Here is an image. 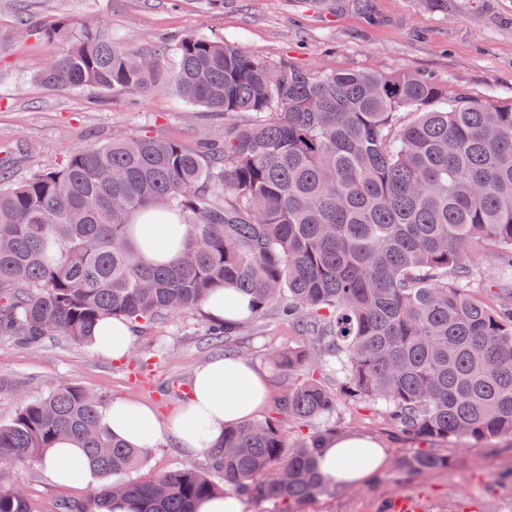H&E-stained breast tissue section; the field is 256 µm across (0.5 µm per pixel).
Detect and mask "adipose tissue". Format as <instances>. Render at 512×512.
Returning a JSON list of instances; mask_svg holds the SVG:
<instances>
[{
	"label": "adipose tissue",
	"instance_id": "adipose-tissue-1",
	"mask_svg": "<svg viewBox=\"0 0 512 512\" xmlns=\"http://www.w3.org/2000/svg\"><path fill=\"white\" fill-rule=\"evenodd\" d=\"M168 225L153 209L140 211L129 237L141 256L152 264L174 261L179 247L167 241ZM208 315L236 322L251 312L248 296L228 286L211 293L204 302ZM133 345V330L125 321L107 319L93 331L94 351L119 360ZM191 396L177 415L161 420L154 407L116 401L102 411V422L117 438L134 448L155 445L161 432H169L187 453L204 456L224 436L227 427L252 419L267 403L265 373L243 358H216L195 371ZM387 451L375 439L360 434L340 435L326 441L317 455L320 476L336 488L346 489L367 482L387 464ZM45 477L64 487L96 485L97 477L82 449L63 440L43 462Z\"/></svg>",
	"mask_w": 512,
	"mask_h": 512
}]
</instances>
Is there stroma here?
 Instances as JSON below:
<instances>
[{
	"label": "stroma",
	"mask_w": 512,
	"mask_h": 512,
	"mask_svg": "<svg viewBox=\"0 0 512 512\" xmlns=\"http://www.w3.org/2000/svg\"><path fill=\"white\" fill-rule=\"evenodd\" d=\"M103 21L128 47H151L157 39L174 44L187 35L224 38L269 65L287 62L306 71H409L439 82L500 99L512 98V0H0V158L15 178L60 162L70 152L115 135L150 131L189 145L217 136L224 120L208 109L159 90L145 95L62 92L37 79L58 51L57 43L30 34L27 18ZM204 308L168 318L134 336L121 360L63 336L30 348L0 338V423L8 422L23 401L73 383L105 403L116 400L155 407L161 418L180 409L185 396H159V383L190 384L194 371L215 353L207 336ZM249 360L269 378L262 417L274 415L285 384L269 362L270 352L302 348L300 332L270 314L239 336ZM340 433H362L389 452L386 467L362 487L334 490L300 506L299 512H512V436L490 442L469 439L434 444L449 464L413 471L404 465L423 443L397 436L368 404L343 405L336 417ZM205 466L188 456L170 434H163L146 467V480L185 465ZM25 494L29 512H56L68 498L90 496V489L49 483L38 465L6 475Z\"/></svg>",
	"instance_id": "1"
}]
</instances>
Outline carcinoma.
I'll return each mask as SVG.
<instances>
[{"label":"carcinoma","mask_w":512,"mask_h":512,"mask_svg":"<svg viewBox=\"0 0 512 512\" xmlns=\"http://www.w3.org/2000/svg\"><path fill=\"white\" fill-rule=\"evenodd\" d=\"M34 30L60 46L44 85L166 88L224 115V136L114 137L19 182L0 159V335L90 345L100 321L152 327L230 284L252 318L274 308L309 345L270 354L288 381L277 416L224 429L205 470L130 478L150 450L112 436L98 397L61 384L0 424V477L68 439L108 482L58 512H102L109 495L143 512H192L225 493L302 504L332 488L315 455L343 402L375 404L415 440L512 436V282L495 307L474 294L480 248L512 263V100L407 72L271 67L204 34L130 53L96 19ZM147 207L175 216L183 250L170 265L130 243ZM243 327L213 325L215 345L229 350ZM324 368L336 387L316 377ZM286 420L326 426L292 442ZM0 512H28L2 480Z\"/></svg>","instance_id":"obj_1"}]
</instances>
